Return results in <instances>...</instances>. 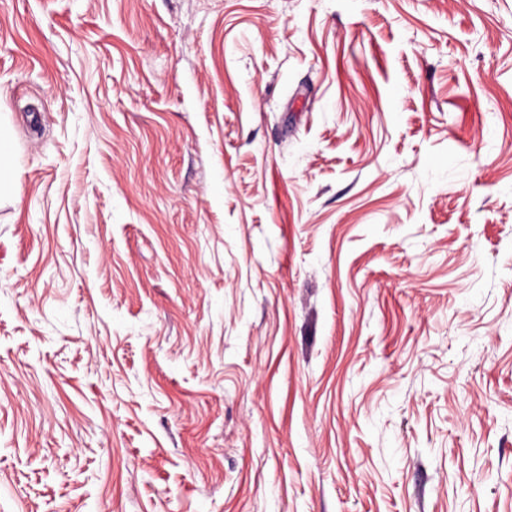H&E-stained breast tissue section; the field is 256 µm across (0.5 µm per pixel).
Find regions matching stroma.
Segmentation results:
<instances>
[{"label": "stroma", "instance_id": "1", "mask_svg": "<svg viewBox=\"0 0 512 512\" xmlns=\"http://www.w3.org/2000/svg\"><path fill=\"white\" fill-rule=\"evenodd\" d=\"M0 512H512V0H0ZM12 141L11 133L0 125V198L2 192L7 193L10 190V183L5 178V174L12 169Z\"/></svg>", "mask_w": 512, "mask_h": 512}]
</instances>
